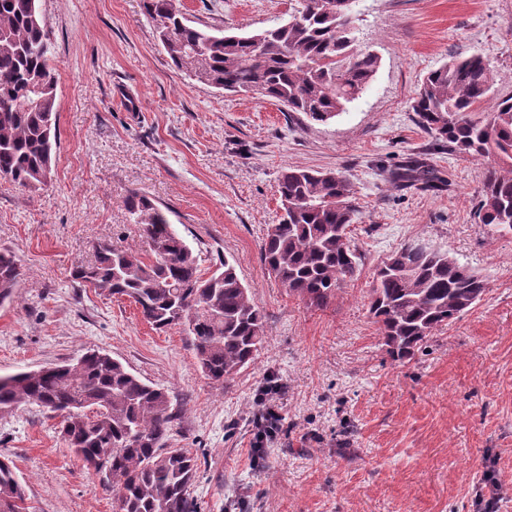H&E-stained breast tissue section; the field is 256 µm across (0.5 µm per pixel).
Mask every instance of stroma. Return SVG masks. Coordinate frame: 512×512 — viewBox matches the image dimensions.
Instances as JSON below:
<instances>
[{
  "label": "stroma",
  "mask_w": 512,
  "mask_h": 512,
  "mask_svg": "<svg viewBox=\"0 0 512 512\" xmlns=\"http://www.w3.org/2000/svg\"><path fill=\"white\" fill-rule=\"evenodd\" d=\"M195 26L255 33L283 22L286 0H181ZM57 78L55 176L28 192L0 177V251L21 279L0 305V376L106 350L164 387L178 412L172 447L198 454L200 512H512V232L480 224L492 161L451 152L416 123L427 74L481 55L494 96L512 95V0H354L358 49L378 55L369 87L325 123L276 102L220 92L177 74L140 0H42ZM139 96L126 112L118 94ZM422 158L436 186L398 184L391 170ZM343 173L358 214L359 275L330 308L307 307L260 257L280 217L286 167ZM145 193L198 258L230 261L265 313L257 360L213 387L182 329L145 323L127 298L74 282L100 242L145 253L124 207ZM448 252L488 283L483 299L410 363L390 361L369 312L377 265L403 245ZM282 389L280 429L251 446L268 381ZM30 512H112L58 419L34 405L0 413Z\"/></svg>",
  "instance_id": "35a3bbf8"
}]
</instances>
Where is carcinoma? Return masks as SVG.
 <instances>
[{"instance_id":"obj_1","label":"carcinoma","mask_w":512,"mask_h":512,"mask_svg":"<svg viewBox=\"0 0 512 512\" xmlns=\"http://www.w3.org/2000/svg\"><path fill=\"white\" fill-rule=\"evenodd\" d=\"M331 2L338 0H295L297 16L250 36H215L196 27L178 0L141 5L177 71L324 123L359 97L380 63L376 54L355 48L353 30L342 26ZM56 86L41 0H0V176L30 192L55 175ZM491 89L483 57H455L428 74L412 110L419 127L451 151L492 159L478 217L512 232V96L485 112ZM392 177L429 185L441 180L437 169L419 161ZM278 192L282 215L267 227L261 260L289 295L326 310L359 272L361 257L351 245L355 189L332 171L287 167ZM124 206L149 252L101 243L94 261L72 269V279L130 299L156 331L183 328L204 377L228 386L263 346L264 314L250 289L227 260L202 276L197 256L145 194L128 191ZM19 279L15 255L0 251V304L14 296ZM486 290L484 277L449 253L410 243L376 269L369 313L389 359L404 364ZM25 405L61 418L67 448L112 491L115 512H199L192 495L198 457L169 446L175 422L169 393L110 354L89 349L73 363L0 377V412ZM0 512H28L25 486L6 459H0Z\"/></svg>"}]
</instances>
